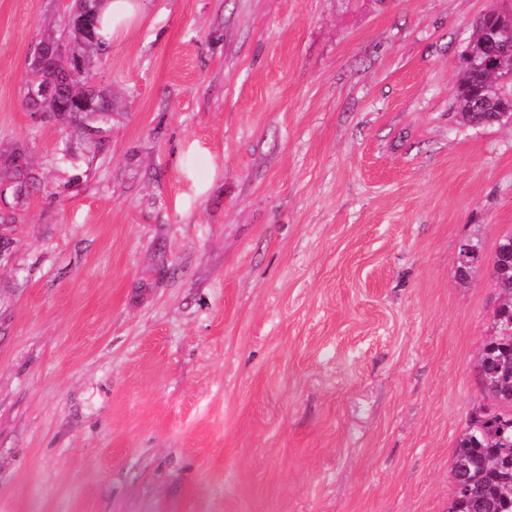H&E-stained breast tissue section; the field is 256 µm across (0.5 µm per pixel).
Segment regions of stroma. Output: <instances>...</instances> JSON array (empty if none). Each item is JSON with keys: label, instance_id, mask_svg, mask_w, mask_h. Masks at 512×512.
Wrapping results in <instances>:
<instances>
[{"label": "stroma", "instance_id": "obj_1", "mask_svg": "<svg viewBox=\"0 0 512 512\" xmlns=\"http://www.w3.org/2000/svg\"><path fill=\"white\" fill-rule=\"evenodd\" d=\"M133 4L89 124L22 98L74 0H0V512H448L512 229V126L454 91L502 0ZM37 178L32 171L27 170L25 165H19L13 162L11 166L5 167L0 175V184L13 187L19 193L25 191L29 185H32Z\"/></svg>", "mask_w": 512, "mask_h": 512}]
</instances>
